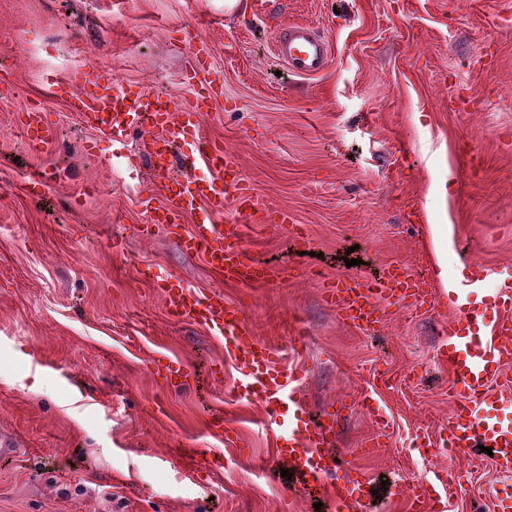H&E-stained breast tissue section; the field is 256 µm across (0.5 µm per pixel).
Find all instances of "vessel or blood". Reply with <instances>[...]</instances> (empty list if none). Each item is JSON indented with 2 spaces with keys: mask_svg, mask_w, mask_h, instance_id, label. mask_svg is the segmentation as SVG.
<instances>
[{
  "mask_svg": "<svg viewBox=\"0 0 512 512\" xmlns=\"http://www.w3.org/2000/svg\"><path fill=\"white\" fill-rule=\"evenodd\" d=\"M274 49L276 58L299 77L318 76L329 64L328 41L307 25H289L277 35ZM183 80L190 95L178 103L134 85L115 88L95 68L78 69L66 78L51 80L49 88L68 102L85 126L111 141L124 142L129 129L149 127L152 136L144 143V154L154 172L162 176L163 198L151 221L174 224L182 217H192L190 229L180 238L184 250L203 256L210 269L231 283L253 286L283 280L282 269L249 255L243 244V227L288 223L287 212L273 208L265 195L248 184L229 153L201 128V113L224 95L223 84L212 77V56L206 45L195 46ZM22 129L33 149L48 147L54 140V128L40 107L26 112ZM186 135L196 143L192 165L205 166L208 177L170 176L175 141ZM230 204L241 221L220 224L218 218ZM324 288L340 319L365 334L383 327L385 304L421 309L432 306L438 293L432 281L397 265L375 282L355 276L325 283ZM162 295L171 316L190 319L223 338L225 351L240 371V396L263 403L271 421L288 428V443L277 449L276 459L292 477L291 494L310 490L329 502L334 512H355L365 484L352 477L349 467L335 455L334 413L301 424L290 415L302 372L279 364L275 350L255 338L244 307L226 300L223 292L166 285ZM437 359L451 377L454 414L448 424L449 447L462 451L480 445L491 448L496 472L511 479L512 422L499 420L496 413L500 406L512 405V382L503 381L512 370V289H498L476 306L455 303L454 318L448 323V335L437 350ZM149 370L171 385L187 384L191 376L182 362L165 356L153 358ZM469 492L459 477L449 474L405 490L418 508Z\"/></svg>",
  "mask_w": 512,
  "mask_h": 512,
  "instance_id": "obj_1",
  "label": "vessel or blood"
}]
</instances>
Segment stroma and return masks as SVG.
Listing matches in <instances>:
<instances>
[{"label": "stroma", "instance_id": "35a3bbf8", "mask_svg": "<svg viewBox=\"0 0 512 512\" xmlns=\"http://www.w3.org/2000/svg\"><path fill=\"white\" fill-rule=\"evenodd\" d=\"M290 23L328 39L321 75L281 71L272 42ZM185 27L224 83L203 131L291 217L244 227L249 253L287 271L277 284L225 282L151 224L160 179L142 132L117 147L93 137L48 89L105 62L115 86L185 98ZM0 54V440L15 449L0 458V512H330L291 496L275 463L287 434L240 399L222 338L168 318L158 279L242 303L256 338L304 368L299 417L346 403L335 452L366 479L362 512H409L403 486L444 465L431 446L454 404L436 351L453 309L394 306L368 336L340 321L323 283L397 264L440 289L483 272L473 302L512 284V0H250L239 15L222 0H0ZM34 104L56 126L42 151L21 132ZM33 169L45 185L30 194ZM162 354L189 367V386L149 373ZM27 374L42 391L20 386ZM217 411L230 435L208 431ZM208 451L223 469L192 474L191 454ZM451 464L494 512L489 455Z\"/></svg>", "mask_w": 512, "mask_h": 512}]
</instances>
